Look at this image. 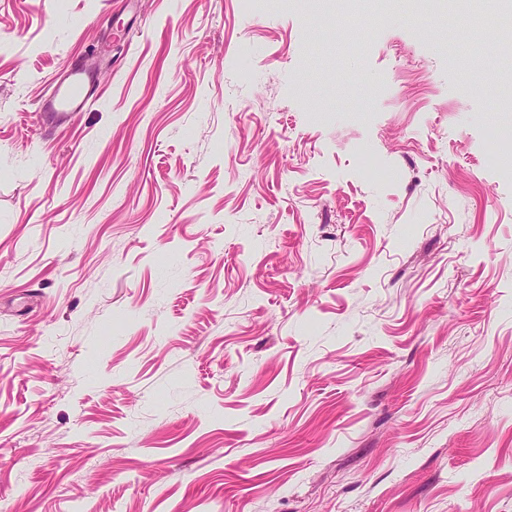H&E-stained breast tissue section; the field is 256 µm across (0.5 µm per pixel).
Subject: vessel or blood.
Here are the masks:
<instances>
[{"instance_id":"obj_1","label":"vessel or blood","mask_w":512,"mask_h":512,"mask_svg":"<svg viewBox=\"0 0 512 512\" xmlns=\"http://www.w3.org/2000/svg\"><path fill=\"white\" fill-rule=\"evenodd\" d=\"M101 70L93 60H75L53 83L49 94L38 103V115L44 122L60 127L72 115L85 111L97 96Z\"/></svg>"}]
</instances>
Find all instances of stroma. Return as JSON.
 I'll use <instances>...</instances> for the list:
<instances>
[{"label": "stroma", "mask_w": 512, "mask_h": 512, "mask_svg": "<svg viewBox=\"0 0 512 512\" xmlns=\"http://www.w3.org/2000/svg\"><path fill=\"white\" fill-rule=\"evenodd\" d=\"M456 6L0 0V512H512V42ZM376 2L373 0H336V9L327 14L330 24L342 26L347 15L363 16L369 22H379L382 13L378 11ZM101 70L93 60L80 57L75 60L52 84L49 94L38 103L39 118L60 127L77 112L85 111L97 98Z\"/></svg>", "instance_id": "obj_1"}]
</instances>
